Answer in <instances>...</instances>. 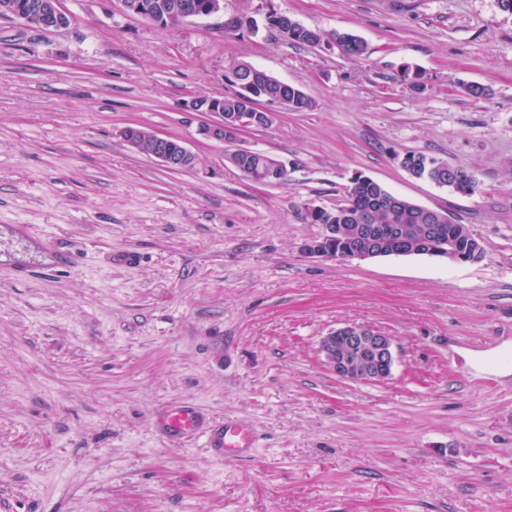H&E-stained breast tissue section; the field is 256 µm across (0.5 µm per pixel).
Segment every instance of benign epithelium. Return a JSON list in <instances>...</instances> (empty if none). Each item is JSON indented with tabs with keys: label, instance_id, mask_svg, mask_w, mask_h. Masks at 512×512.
<instances>
[{
	"label": "benign epithelium",
	"instance_id": "benign-epithelium-1",
	"mask_svg": "<svg viewBox=\"0 0 512 512\" xmlns=\"http://www.w3.org/2000/svg\"><path fill=\"white\" fill-rule=\"evenodd\" d=\"M124 10L134 16H142L153 9V20L164 25L173 15L185 21L194 18L209 17L224 12V0H207L200 6L195 0H173L169 4L146 5L145 0H120ZM0 16L18 19L27 24L53 31L67 28L72 17L65 11L62 0H36L23 12L18 0H0ZM226 79L236 89L241 102L237 112L224 111V101L202 100L194 97L189 102V110L202 117L197 133L201 139L229 146L226 153L234 155L240 161H247L254 150L236 145L239 134L247 128H264L272 124L274 113L263 106L265 102L277 103L291 110L296 100L286 96L273 98L257 90L255 81L238 76L237 69L230 66L225 71ZM124 141L134 150L142 151L143 144L150 145L149 155L162 165L173 169H193L198 163L197 155L182 141L146 130L137 125L123 128ZM336 241V225H322L319 236L308 239L301 245L303 254L309 257L330 258L350 262L376 257L408 256L416 253L417 246L396 245L387 229L381 226H364L361 239L351 249L343 253L333 250ZM481 251V244L472 240L468 252L461 253L453 243L439 248L436 257L450 262H469ZM319 355L328 370L337 377L348 381L380 383L387 380L396 363L393 339L374 329L360 326H344L330 331L322 337L318 347Z\"/></svg>",
	"mask_w": 512,
	"mask_h": 512
}]
</instances>
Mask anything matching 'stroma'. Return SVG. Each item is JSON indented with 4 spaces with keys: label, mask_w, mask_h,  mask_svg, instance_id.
I'll list each match as a JSON object with an SVG mask.
<instances>
[{
    "label": "stroma",
    "mask_w": 512,
    "mask_h": 512,
    "mask_svg": "<svg viewBox=\"0 0 512 512\" xmlns=\"http://www.w3.org/2000/svg\"><path fill=\"white\" fill-rule=\"evenodd\" d=\"M63 5L66 29L0 19V512H512V14L224 0L161 26L119 0ZM271 13L322 41H289ZM235 15L257 32L225 33ZM235 60L312 102L239 137L285 163L280 184L245 178L187 110L231 93ZM130 124L182 140L197 168L134 151ZM410 153L464 167L476 192L414 177ZM358 173L446 211L482 258L304 255L322 231L308 207L343 205ZM345 325L393 338L388 380L327 370L319 341ZM186 404L256 448L160 434Z\"/></svg>",
    "instance_id": "obj_1"
}]
</instances>
